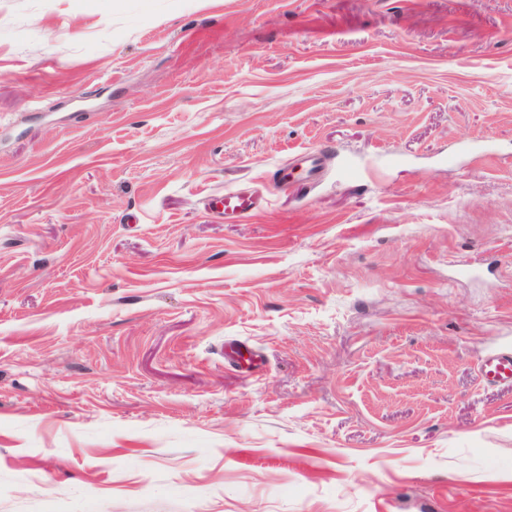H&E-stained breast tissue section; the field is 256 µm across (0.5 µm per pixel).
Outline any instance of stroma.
<instances>
[{"instance_id": "stroma-1", "label": "stroma", "mask_w": 512, "mask_h": 512, "mask_svg": "<svg viewBox=\"0 0 512 512\" xmlns=\"http://www.w3.org/2000/svg\"><path fill=\"white\" fill-rule=\"evenodd\" d=\"M511 349L512 0H0V512H512ZM225 216H249L257 208V198L245 190H230L224 193L221 200ZM485 377L490 382L511 381L512 350L504 351L489 359L483 365Z\"/></svg>"}]
</instances>
